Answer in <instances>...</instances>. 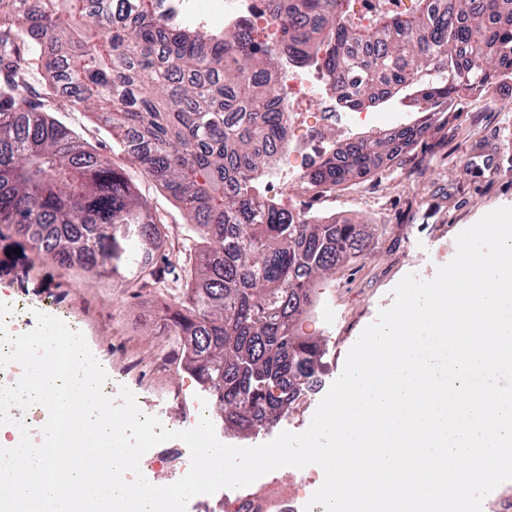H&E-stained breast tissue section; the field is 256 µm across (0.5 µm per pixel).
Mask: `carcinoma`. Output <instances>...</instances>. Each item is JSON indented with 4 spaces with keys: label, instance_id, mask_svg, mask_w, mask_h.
Listing matches in <instances>:
<instances>
[{
    "label": "carcinoma",
    "instance_id": "1",
    "mask_svg": "<svg viewBox=\"0 0 512 512\" xmlns=\"http://www.w3.org/2000/svg\"><path fill=\"white\" fill-rule=\"evenodd\" d=\"M161 0H0V240L125 282L185 274L168 335L210 386L224 423L260 432L315 381L321 345L299 333L314 280L360 256L368 234L268 202L256 183L288 144L273 60L252 33L191 31ZM281 48L322 60L336 101L362 110L411 88L425 119L340 145L312 166L328 191L401 157L460 94L512 79V0H416L364 26L343 0H269ZM57 52L43 53V40ZM52 81L33 94L36 73ZM91 112L206 242L165 253V224L116 167L44 110Z\"/></svg>",
    "mask_w": 512,
    "mask_h": 512
}]
</instances>
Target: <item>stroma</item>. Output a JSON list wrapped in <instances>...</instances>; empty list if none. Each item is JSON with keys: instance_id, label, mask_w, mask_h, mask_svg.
<instances>
[{"instance_id": "1", "label": "stroma", "mask_w": 512, "mask_h": 512, "mask_svg": "<svg viewBox=\"0 0 512 512\" xmlns=\"http://www.w3.org/2000/svg\"><path fill=\"white\" fill-rule=\"evenodd\" d=\"M347 130L326 128L327 144L337 147L358 137L376 138L418 125L423 114L407 94L363 111ZM55 118L84 141L125 168L137 192L166 225L167 248L187 247V219L161 186L126 160L111 138L84 110L55 111ZM485 195L483 208L470 205ZM283 206L342 223L369 225L364 253L319 278L314 306L301 317L300 331L317 338L324 354L312 391L289 409L292 432L306 430L349 349L380 309L393 302L392 289L407 274L427 280L456 254L457 235L485 213L512 206V80L487 94L454 99L447 121L426 129L415 150L381 166L364 181L327 192L291 184ZM183 284L164 270L160 283L128 286L29 256L22 263L0 249V303L23 302L62 319L81 332L108 377L135 389L144 407L177 417L169 401L213 402L211 390L185 367L180 351L163 329L167 310L181 297ZM168 369H155L160 359Z\"/></svg>"}]
</instances>
